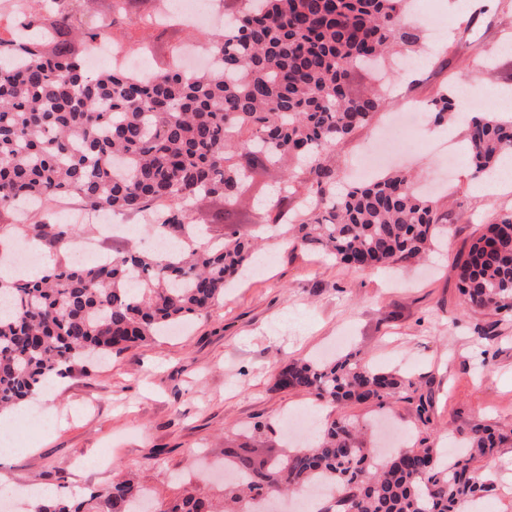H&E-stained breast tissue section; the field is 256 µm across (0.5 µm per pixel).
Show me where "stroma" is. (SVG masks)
Masks as SVG:
<instances>
[{"label":"stroma","instance_id":"stroma-1","mask_svg":"<svg viewBox=\"0 0 512 512\" xmlns=\"http://www.w3.org/2000/svg\"><path fill=\"white\" fill-rule=\"evenodd\" d=\"M453 0H430L429 15H410L420 40L417 64L389 75L387 112L402 99L427 101L458 81L470 111L483 112L492 90L512 88V0L461 12ZM154 38L152 56L139 58L148 73L168 59L169 35L131 20L114 39L129 47ZM452 141L460 156L449 166L441 149ZM463 124L427 121L405 134L390 156L422 184L443 183L448 233L423 267L392 272L355 271L336 261L268 239L258 268L224 292L210 316L180 334L120 353L106 361L85 357L55 378L51 401L23 404L26 416L9 432L22 453L0 461V485L61 493L101 491L131 475L161 504L183 491L224 492V449L247 440L259 426L263 456L300 447L318 434L337 408L302 391L273 386L274 364L328 352L359 353L382 368H400L431 382L437 403L432 429L451 448L472 425L512 426V316L463 312L453 260L478 228L512 210V182L474 195ZM492 339H479L478 328ZM56 404L57 413L46 410ZM349 415L382 446L408 444L413 407L353 406ZM496 490L486 512H512V447L486 461Z\"/></svg>","mask_w":512,"mask_h":512}]
</instances>
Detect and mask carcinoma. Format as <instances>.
<instances>
[{
  "label": "carcinoma",
  "mask_w": 512,
  "mask_h": 512,
  "mask_svg": "<svg viewBox=\"0 0 512 512\" xmlns=\"http://www.w3.org/2000/svg\"><path fill=\"white\" fill-rule=\"evenodd\" d=\"M0 26V212L36 201L40 219L11 224L16 235L66 249L78 230L58 224L60 195L90 210L141 215L184 247L171 254L121 249L92 265L58 261L0 287V409L64 374L81 356L146 345L172 326L208 315L228 279L252 263L256 240L230 220L276 169L282 191L266 213L277 236L324 251L353 269L381 270L420 259L446 225L437 201L411 178L388 174L336 193L333 161L384 107L376 90L347 91L351 69L419 40L404 0H224V30L210 34L212 66L187 73L168 63L141 76L89 72L87 50L132 16L156 24L154 0H22ZM31 30L17 42L15 25ZM434 121L459 114L450 86L429 100ZM471 176L483 179L512 152V118L486 112L467 122ZM223 200L196 234L194 205ZM466 309L512 316V212L482 227L454 259ZM274 388L304 391L342 409L292 454L233 463L238 484L224 503L185 491L160 512H249L257 498L332 485L326 512H458L487 498L483 460L512 442V428L475 425L463 453L444 459L429 425L430 384L353 353L330 362L278 366ZM414 404L417 440L387 460L366 447L345 408ZM147 491L127 479L77 501L47 500L35 512H147Z\"/></svg>",
  "instance_id": "carcinoma-1"
}]
</instances>
